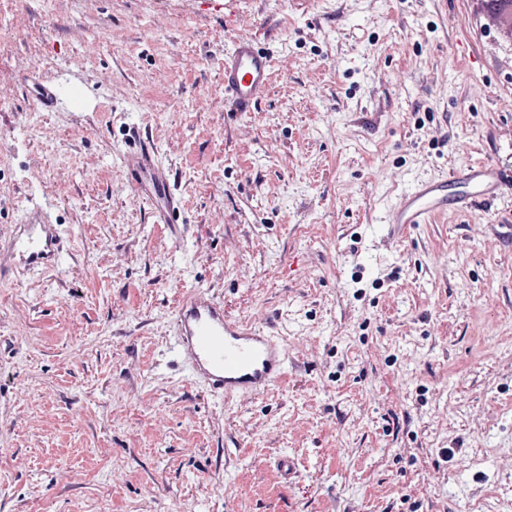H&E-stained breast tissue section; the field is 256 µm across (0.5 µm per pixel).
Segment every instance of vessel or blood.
<instances>
[{
	"instance_id": "b4317fda",
	"label": "vessel or blood",
	"mask_w": 512,
	"mask_h": 512,
	"mask_svg": "<svg viewBox=\"0 0 512 512\" xmlns=\"http://www.w3.org/2000/svg\"><path fill=\"white\" fill-rule=\"evenodd\" d=\"M273 74V60L249 35H239L224 54V94L230 111L251 112L264 98ZM124 174L137 197L148 200L160 224L179 223L181 200L172 188L169 169L149 138L134 135L121 157ZM463 188V206L489 204L499 195L504 177L485 163H470L445 179H423L390 205L391 235H402L447 211L448 186ZM65 252L58 225L41 209L28 211L10 236L7 258L27 270L58 266ZM173 351L194 383L213 397L232 401L257 396L282 380L288 371V346L280 334L228 316L210 290L194 288L183 294L172 315Z\"/></svg>"
}]
</instances>
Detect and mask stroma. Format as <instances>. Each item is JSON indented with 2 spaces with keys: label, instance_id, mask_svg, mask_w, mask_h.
Masks as SVG:
<instances>
[{
  "label": "stroma",
  "instance_id": "1",
  "mask_svg": "<svg viewBox=\"0 0 512 512\" xmlns=\"http://www.w3.org/2000/svg\"><path fill=\"white\" fill-rule=\"evenodd\" d=\"M0 0V240L41 204L71 249L0 270V512H512V184L391 241L416 178L512 174V36L480 0ZM274 59L224 109V51ZM83 112L33 82L69 73ZM172 171L157 224L127 126ZM288 339L224 402L169 353L182 294ZM294 462L292 476L276 466Z\"/></svg>",
  "mask_w": 512,
  "mask_h": 512
}]
</instances>
